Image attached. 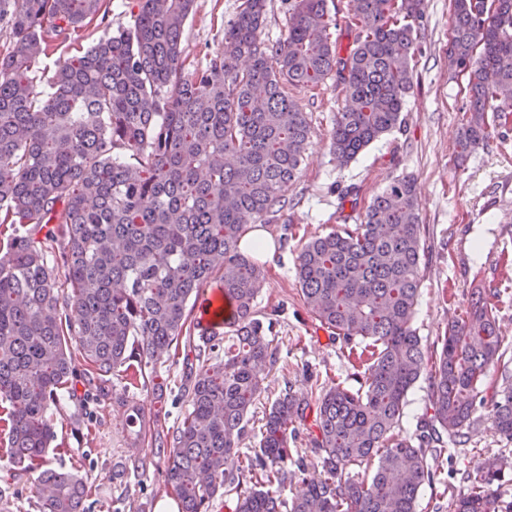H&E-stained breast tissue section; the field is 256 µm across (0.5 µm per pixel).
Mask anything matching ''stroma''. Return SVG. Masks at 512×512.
Masks as SVG:
<instances>
[{"label":"stroma","mask_w":512,"mask_h":512,"mask_svg":"<svg viewBox=\"0 0 512 512\" xmlns=\"http://www.w3.org/2000/svg\"><path fill=\"white\" fill-rule=\"evenodd\" d=\"M244 0H195L182 46L191 60L204 63L224 46V28ZM452 31L451 0H426L414 87L405 100L400 130L384 135L348 165L330 151V133L346 101L335 80L317 90L295 89L292 97L307 112L312 126L302 171L291 187L290 203L264 224L276 243L272 258L262 261L264 280L256 297L259 314L276 313L272 334L280 361L257 400L245 447H254L265 409L285 383L308 389L309 377L358 388V371L349 354L361 339L345 341L315 318L304 303L296 279L297 256L313 235L339 224L359 223L368 202L395 177L415 182L420 221L426 228L422 282L413 329L432 346L448 324L461 320L475 289L498 311L505 338L504 360L512 369V124L495 128L484 145L457 159V141L466 118L469 95L464 78L448 65ZM358 188L356 203H344L341 189ZM183 368L164 367L158 376L167 386L164 398L152 387L137 390L136 400L164 427L178 425L186 409L180 398ZM81 408L63 403L54 417L56 440L48 458L84 479L86 512H157L160 501L174 499L164 481V465L149 448L131 449L132 428L124 408L105 401L95 409L86 436H78ZM462 443L443 458L434 488L420 494L418 512H441L466 492L470 477L499 456L508 443L496 433L488 407L477 406ZM133 457L146 459L140 474L124 482L112 471ZM35 473H16L0 458V512H38Z\"/></svg>","instance_id":"35a3bbf8"}]
</instances>
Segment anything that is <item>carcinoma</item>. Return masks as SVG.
Returning a JSON list of instances; mask_svg holds the SVG:
<instances>
[{
	"label": "carcinoma",
	"mask_w": 512,
	"mask_h": 512,
	"mask_svg": "<svg viewBox=\"0 0 512 512\" xmlns=\"http://www.w3.org/2000/svg\"><path fill=\"white\" fill-rule=\"evenodd\" d=\"M194 0H137L112 27L104 0H0L10 47L0 50V403L3 455L39 469V512H84L83 479L46 460L50 411L90 398L128 407L134 435L165 463L181 512H209L236 491L233 512H417L448 441L470 425L490 369L506 353L497 310L479 296L428 349L412 328L425 232L413 179L393 180L358 224L311 237L297 258L303 300L347 341L363 383L317 399L286 385L259 446L240 448L278 362L255 299L263 271L240 250L252 224L288 206L312 134L288 87L331 77L348 108L330 133L348 163L399 128L413 85L424 0H350L357 32L346 54L332 40L327 0H294L285 37L261 39L266 0H245L204 65L181 37ZM448 59L465 78L463 157L490 137L487 112L512 119V0H452ZM99 40L41 69L53 37L84 26ZM53 228L46 229L47 225ZM217 283L219 326L187 311ZM185 364L180 424L165 433L135 401L179 342ZM427 375L429 408L415 437L400 435L409 390ZM496 431L512 441V376L491 398ZM314 417L316 461L294 455ZM293 469H288V466ZM501 455L455 512H512L494 486ZM295 481L291 501L282 487Z\"/></svg>",
	"instance_id": "carcinoma-1"
}]
</instances>
